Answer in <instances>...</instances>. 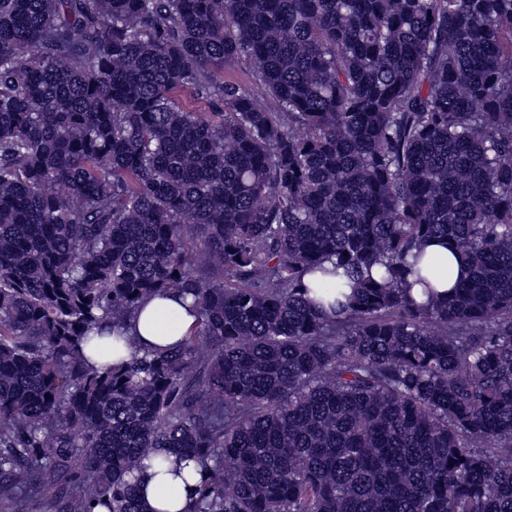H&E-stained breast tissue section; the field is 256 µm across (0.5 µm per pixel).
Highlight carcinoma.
Returning <instances> with one entry per match:
<instances>
[{
	"mask_svg": "<svg viewBox=\"0 0 512 512\" xmlns=\"http://www.w3.org/2000/svg\"><path fill=\"white\" fill-rule=\"evenodd\" d=\"M171 455L185 512H512V0H0V502ZM426 255L427 257L434 258L436 261L441 263H447V266L452 267L453 269V275L450 280L446 282L438 283L435 286V289L438 293H444L446 290H449L451 286L453 285V281L455 279V276L458 273V263L454 254V251L452 250V246L448 244V248L445 245L439 244V243H431L426 248ZM168 312L178 315L177 322L161 329L159 322ZM196 317L190 300L182 303L171 296H153L143 300L124 330L125 352L132 347L142 350H163L182 341L194 326Z\"/></svg>",
	"mask_w": 512,
	"mask_h": 512,
	"instance_id": "cac0c4a2",
	"label": "carcinoma"
}]
</instances>
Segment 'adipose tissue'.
<instances>
[{"label": "adipose tissue", "mask_w": 512, "mask_h": 512, "mask_svg": "<svg viewBox=\"0 0 512 512\" xmlns=\"http://www.w3.org/2000/svg\"><path fill=\"white\" fill-rule=\"evenodd\" d=\"M177 313L175 324L160 328L162 317ZM196 317L189 304L171 296H153L143 300L124 330L126 347L163 350L182 341L194 326ZM199 474L187 479L175 478L168 467L149 470L144 479V499L150 512H186L190 495L199 482Z\"/></svg>", "instance_id": "adipose-tissue-1"}]
</instances>
